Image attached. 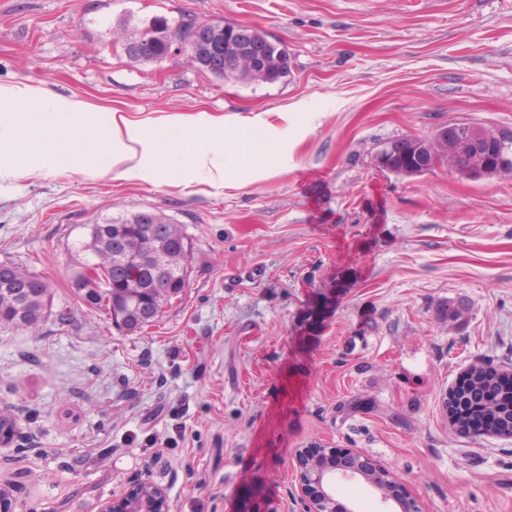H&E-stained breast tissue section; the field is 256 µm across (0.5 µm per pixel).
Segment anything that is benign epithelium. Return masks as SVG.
<instances>
[{
  "instance_id": "benign-epithelium-1",
  "label": "benign epithelium",
  "mask_w": 512,
  "mask_h": 512,
  "mask_svg": "<svg viewBox=\"0 0 512 512\" xmlns=\"http://www.w3.org/2000/svg\"><path fill=\"white\" fill-rule=\"evenodd\" d=\"M229 46L237 55L249 57L253 79L268 80L269 71L262 55L251 53L252 47L240 39ZM439 152L448 155L449 167L462 165L474 179L512 176V126L468 124L463 131L461 123H449L428 137L387 141L381 145L376 159L381 168L396 175H417L428 170L421 158ZM296 461L302 512H333L336 484L341 478L362 479L378 491L381 501L396 503L401 512H414L412 500L400 495L393 475L359 451L325 448L311 457L300 451ZM132 483L127 494L104 502L101 512L168 510L166 488L138 475L132 477Z\"/></svg>"
}]
</instances>
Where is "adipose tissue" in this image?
<instances>
[{"label": "adipose tissue", "mask_w": 512, "mask_h": 512, "mask_svg": "<svg viewBox=\"0 0 512 512\" xmlns=\"http://www.w3.org/2000/svg\"><path fill=\"white\" fill-rule=\"evenodd\" d=\"M50 104V111L19 113L16 123L0 132V169L8 167L19 144L34 155L48 153L73 162V147L84 143L97 159L107 160L120 177L147 178L161 164L189 161L206 183L236 188L288 163L282 131L263 115L214 118L201 112L172 116L152 132L116 110L88 111L77 99L47 100L28 85L0 86V104Z\"/></svg>", "instance_id": "obj_1"}]
</instances>
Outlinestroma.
I'll return each mask as SVG.
<instances>
[{
    "label": "stroma",
    "mask_w": 512,
    "mask_h": 512,
    "mask_svg": "<svg viewBox=\"0 0 512 512\" xmlns=\"http://www.w3.org/2000/svg\"><path fill=\"white\" fill-rule=\"evenodd\" d=\"M156 15L260 28L291 73L133 62ZM20 83L146 126L263 113L288 164L229 190L188 164L145 180L22 154L0 176V261L48 275L70 313L0 328L10 512H99L135 475L169 512H299L295 453L320 448L365 453L418 512H512V438L445 408L470 366L512 370V177L376 161L451 122L512 126V0H0V86ZM140 209L191 258L181 296L126 333L70 273L84 225Z\"/></svg>",
    "instance_id": "35a3bbf8"
}]
</instances>
